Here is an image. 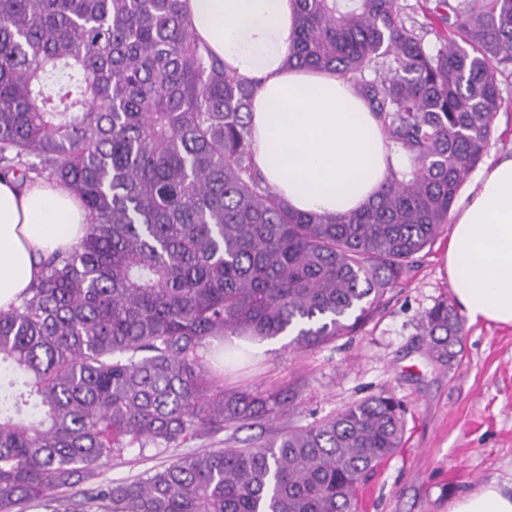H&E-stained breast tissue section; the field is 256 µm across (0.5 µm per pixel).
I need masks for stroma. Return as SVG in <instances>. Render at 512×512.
<instances>
[{"label":"stroma","instance_id":"obj_1","mask_svg":"<svg viewBox=\"0 0 512 512\" xmlns=\"http://www.w3.org/2000/svg\"><path fill=\"white\" fill-rule=\"evenodd\" d=\"M449 238L442 232L406 281L384 294L353 332L327 345L299 352L275 339L262 354L225 365L218 357L222 341H209L203 364L223 377L225 388L294 389L291 417L229 427L164 453L130 448L101 467L102 479L119 483L186 453L236 448L384 392L404 407V442L359 485L354 512H448L457 498L490 481L512 485V327L465 324L448 365L431 356L422 334L423 315L453 296L441 263Z\"/></svg>","mask_w":512,"mask_h":512}]
</instances>
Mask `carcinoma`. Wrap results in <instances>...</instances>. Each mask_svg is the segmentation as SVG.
Listing matches in <instances>:
<instances>
[{"instance_id": "obj_1", "label": "carcinoma", "mask_w": 512, "mask_h": 512, "mask_svg": "<svg viewBox=\"0 0 512 512\" xmlns=\"http://www.w3.org/2000/svg\"><path fill=\"white\" fill-rule=\"evenodd\" d=\"M289 65L352 82L404 163L376 199L292 209L258 169L257 82L194 38L182 0H0V176L55 182L88 212L0 311V512H353L401 447L404 411L372 395L242 448L176 458L121 483L100 467L289 415L296 392L224 389L211 338L292 336L306 350L369 316L448 223L512 76V0H296ZM444 364L463 333L422 318ZM90 484L86 489L79 486Z\"/></svg>"}]
</instances>
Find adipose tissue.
Listing matches in <instances>:
<instances>
[{"instance_id":"1","label":"adipose tissue","mask_w":512,"mask_h":512,"mask_svg":"<svg viewBox=\"0 0 512 512\" xmlns=\"http://www.w3.org/2000/svg\"><path fill=\"white\" fill-rule=\"evenodd\" d=\"M198 43L240 77L258 80L250 128L269 185L295 210L321 215L361 208L401 159L353 85L285 65L295 0H184ZM88 217L70 190L0 178V310L39 277L41 255L65 253ZM469 323L512 326V156L487 166L455 213L444 255ZM449 512H512V490L490 482Z\"/></svg>"}]
</instances>
